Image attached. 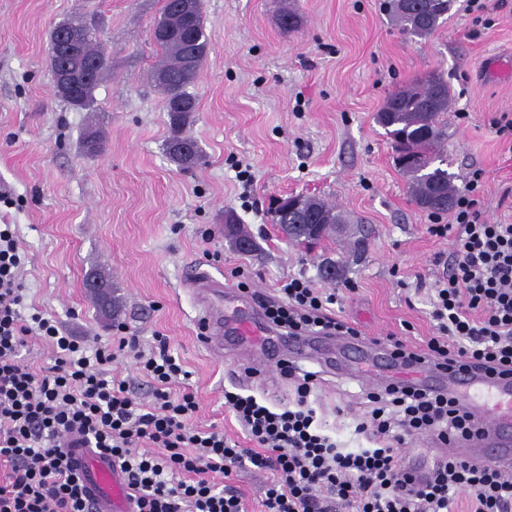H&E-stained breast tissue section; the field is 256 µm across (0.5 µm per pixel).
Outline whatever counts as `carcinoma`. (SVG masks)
<instances>
[{
	"label": "carcinoma",
	"mask_w": 512,
	"mask_h": 512,
	"mask_svg": "<svg viewBox=\"0 0 512 512\" xmlns=\"http://www.w3.org/2000/svg\"><path fill=\"white\" fill-rule=\"evenodd\" d=\"M454 0H388L390 14L403 33L416 37H427L447 20ZM159 21L173 30L167 40L155 44L165 61L155 70L154 78L164 94L165 112L168 117L169 136L165 141V153L180 169L199 165L202 151L198 143L183 135L184 127L197 111L198 100L189 88L197 79L208 47V36L203 21L200 0H195L189 24L171 16L169 5L163 4ZM82 25L79 19L63 20L52 28L49 39V58L52 75H57L60 62L86 69L95 64V73L88 83L80 82L76 96L69 104L76 109H87L94 102V90L110 67L108 58L93 35L85 38L86 49L77 57H65L66 49L59 41V33ZM194 56L195 70L184 66L182 57ZM450 105L448 82L437 73H430L393 91L376 114V121L391 139L394 151L404 155L395 158L396 165L407 179L409 191L420 208L431 213H445L431 207V201L442 198L454 206L459 189L455 176L442 168L447 163L439 152L440 144L448 139V125L444 121ZM419 144L426 146L428 155L424 165L406 159V154ZM100 131L89 127L82 137V149L93 155L100 151ZM297 210L289 213H274L272 220L288 231L290 224H303L313 216H320L329 224L324 236H329L338 224L349 223L348 218L337 207L317 198L297 197ZM87 277L105 287V295L94 296L92 301L97 311L105 316L118 314V305L112 297V283L104 274L91 271Z\"/></svg>",
	"instance_id": "obj_1"
}]
</instances>
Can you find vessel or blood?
I'll use <instances>...</instances> for the list:
<instances>
[{
	"label": "vessel or blood",
	"mask_w": 512,
	"mask_h": 512,
	"mask_svg": "<svg viewBox=\"0 0 512 512\" xmlns=\"http://www.w3.org/2000/svg\"><path fill=\"white\" fill-rule=\"evenodd\" d=\"M227 300L233 305L231 312H224L221 305L212 302L200 320L201 341L216 360L224 358V336L229 333L234 339L253 346L282 349V357L271 360L275 366L284 358L320 361L321 338L274 335L262 317L249 307L238 305L236 295H228ZM374 353L372 365L356 368L353 379L370 386L394 379H415L427 388L448 390L460 397L475 417L471 436L457 444L456 454L512 471V375L406 367L393 360L382 347H375ZM71 455L92 512H135L123 476L111 458L90 448L72 449Z\"/></svg>",
	"instance_id": "vessel-or-blood-1"
}]
</instances>
